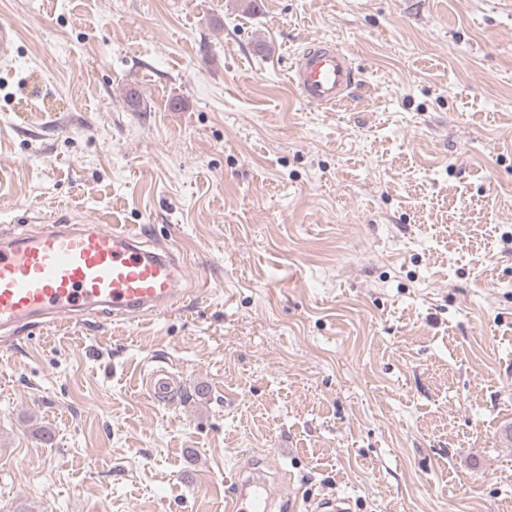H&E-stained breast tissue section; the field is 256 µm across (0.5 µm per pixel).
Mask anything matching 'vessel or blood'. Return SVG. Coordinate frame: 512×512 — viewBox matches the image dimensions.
I'll use <instances>...</instances> for the list:
<instances>
[{"label": "vessel or blood", "mask_w": 512, "mask_h": 512, "mask_svg": "<svg viewBox=\"0 0 512 512\" xmlns=\"http://www.w3.org/2000/svg\"><path fill=\"white\" fill-rule=\"evenodd\" d=\"M288 82L306 104L346 102L359 82L349 49L312 40L294 57ZM184 260L172 246L144 248L125 224H49L39 233L0 240V332H16L93 308L133 321L174 309L187 294ZM287 512L260 477L235 475L224 512Z\"/></svg>", "instance_id": "1"}]
</instances>
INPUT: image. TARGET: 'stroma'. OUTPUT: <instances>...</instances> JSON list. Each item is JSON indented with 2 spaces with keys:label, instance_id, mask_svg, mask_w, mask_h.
<instances>
[{
  "label": "stroma",
  "instance_id": "obj_1",
  "mask_svg": "<svg viewBox=\"0 0 512 512\" xmlns=\"http://www.w3.org/2000/svg\"><path fill=\"white\" fill-rule=\"evenodd\" d=\"M1 24L0 234L172 237L191 293L0 333V512H218L255 458L297 512H512V0H0ZM315 39L360 69L342 107L288 84Z\"/></svg>",
  "mask_w": 512,
  "mask_h": 512
}]
</instances>
